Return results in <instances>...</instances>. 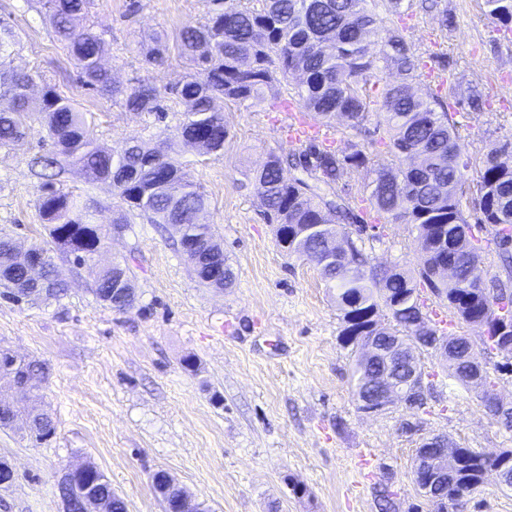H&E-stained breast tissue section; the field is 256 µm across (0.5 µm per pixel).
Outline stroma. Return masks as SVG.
Segmentation results:
<instances>
[{
	"instance_id": "stroma-1",
	"label": "stroma",
	"mask_w": 512,
	"mask_h": 512,
	"mask_svg": "<svg viewBox=\"0 0 512 512\" xmlns=\"http://www.w3.org/2000/svg\"><path fill=\"white\" fill-rule=\"evenodd\" d=\"M45 0H0V23L19 43L8 68L43 83L89 113L99 143L120 148L136 136L156 142L183 119L170 87L186 73L176 51L151 63L141 44L173 37L185 23L204 22L207 0H90L86 21L106 41L102 65L124 86L141 81L161 91L163 113L128 111L120 101L83 86L80 63L57 40ZM403 0L370 5L378 29L400 28L406 41L430 59L412 90L454 86L445 99L473 178L492 143H512V24L486 13L483 0H440L447 26ZM479 89L482 110L459 105L457 95ZM381 88L369 89L368 116L360 129L336 119L329 145L351 143L390 161L381 111ZM230 135L223 151L202 154L174 144L191 163L207 198L201 215L210 224L236 273L230 288L201 285L176 245L175 231L130 213L121 236L106 238L99 264L128 266L138 295L135 308L118 312L97 300L94 275L72 256L56 257L68 284L59 301L15 304L0 298V349L44 363L45 378L20 411L39 406L55 432L43 444L16 428L0 427V460L13 463L15 480L0 488V512H65L58 482L65 468L91 464L121 495L127 512H164L152 476L163 471L203 502L209 512H379L388 490L407 512L430 507L413 477L422 438L439 435L451 445L490 454L512 448V429L488 414L477 389L450 377L443 358L418 350L427 405L399 401L377 413L359 410L349 389L351 351L339 339L341 320L315 261L286 256L275 227L260 207L254 172L269 153L292 154L283 134L290 115L269 105L220 104ZM45 129L33 124L15 145L0 149V236L25 248L47 237L37 207L39 180L31 161L52 153ZM369 169L350 170L345 189L365 231L343 224L340 237L355 240L371 264L417 272L422 245L415 229L380 216L365 190ZM59 188L93 223L110 226L122 202L105 183H88L66 167ZM423 311L447 335L467 336L495 391L512 404V353L487 349L483 329L457 322L446 301L421 288ZM414 432L402 430L403 422Z\"/></svg>"
}]
</instances>
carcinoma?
I'll return each instance as SVG.
<instances>
[{"instance_id": "1", "label": "carcinoma", "mask_w": 512, "mask_h": 512, "mask_svg": "<svg viewBox=\"0 0 512 512\" xmlns=\"http://www.w3.org/2000/svg\"><path fill=\"white\" fill-rule=\"evenodd\" d=\"M89 0H47L58 39L82 62L84 86L107 93L131 112H162L157 88L147 82L124 87L109 77L101 66L105 41L90 27L77 28L75 21L85 13ZM205 24H185L176 35L179 56L189 73L171 91L185 106L184 119L173 136L206 153L224 150L230 134L224 113L214 107L218 99L259 105L271 93L277 107L287 112L296 106L323 127L343 114L352 127L367 116V102L359 81L389 71L398 80L385 84L382 100L391 154L396 159L420 158L417 166L382 164L363 145L353 144L339 154L314 141L294 155L269 154L255 173L264 185L261 206L271 224H357L358 216L345 195H337L339 185L353 168H372L367 185L375 208L395 221L411 224L428 240L418 277L395 268L379 274L355 242L348 253L334 255L329 238L298 232L292 239L277 240L287 255H319L328 259L320 266V276L336 300L343 328L340 336H360L370 323V314L384 307L391 319L388 335L398 336L403 356L419 362L413 340V323L422 312L419 285L448 301V309L462 323L491 319L501 304L512 302V167L502 156L512 154V143L493 144L485 154L473 181L472 195L478 223L491 224L507 272V282L491 293L480 286L470 290L451 280L440 281L436 268L448 262L447 242L470 230L461 208L466 164L458 133L437 94L418 96L411 82L421 76L423 54L408 44L399 29L380 32L375 27L367 0H257L258 6L243 7L237 0H209ZM488 14L512 24V0H485ZM5 28L0 36V147L19 141L34 122L45 126L55 155L43 156V167L55 168L64 160L78 167L90 183L108 182L126 205L154 224H181L180 249L207 237L210 225L198 222L206 198L191 179L187 165L168 153L169 136L149 146L132 136L120 150L98 145L86 113L57 92L44 86L38 107L31 108L29 89L35 77L5 70ZM302 72L306 78L295 87L292 100L281 97L282 82ZM306 177L287 179L285 167ZM38 210L47 226L48 240L30 247L33 253L62 252L74 256L79 265L94 259L105 233L98 225L74 214L70 196L50 179L38 187ZM127 211L113 218L127 224ZM461 273L483 281L479 248L458 256ZM30 284L28 267L19 259L10 239L0 237V296L22 303L20 293ZM97 299L123 310L120 296L113 292L112 267L101 269L95 280ZM357 353L353 370V395L371 396L379 374V362L367 358L364 346L353 342ZM456 476L444 488V497L455 501L470 493L483 474L494 469L512 471V449L497 454L473 448H458ZM93 492L106 500L111 512H126L124 499L96 466L90 467Z\"/></svg>"}]
</instances>
